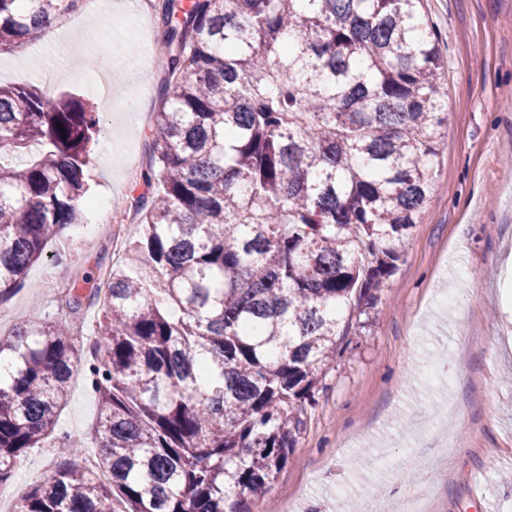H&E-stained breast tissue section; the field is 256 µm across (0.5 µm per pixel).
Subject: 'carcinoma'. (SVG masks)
<instances>
[{"label": "carcinoma", "instance_id": "carcinoma-1", "mask_svg": "<svg viewBox=\"0 0 512 512\" xmlns=\"http://www.w3.org/2000/svg\"><path fill=\"white\" fill-rule=\"evenodd\" d=\"M82 0H0V52ZM423 0H158V110L137 236L67 285L102 302L84 367L92 469L18 512H251L430 200L446 93ZM62 129H57V124ZM98 103L0 85V304L80 220ZM72 321L0 336V485L55 436Z\"/></svg>", "mask_w": 512, "mask_h": 512}]
</instances>
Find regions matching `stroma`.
I'll return each mask as SVG.
<instances>
[{
	"mask_svg": "<svg viewBox=\"0 0 512 512\" xmlns=\"http://www.w3.org/2000/svg\"><path fill=\"white\" fill-rule=\"evenodd\" d=\"M125 0H86L55 44L33 39L0 55V84L69 91L99 102L103 131L89 170L93 206L33 264L0 311L14 325L58 315L62 281L90 269L85 249L111 267L118 255L97 229L104 210L142 192L132 167L146 142L164 77L163 31ZM437 30L447 122L436 149L430 201L396 245L400 259L366 328L340 345L282 471L253 512H336L377 502L393 512L418 487L435 512H512V0H425ZM102 17L103 28L90 17ZM72 255L68 264L53 255ZM98 400L74 374L57 433L80 436L70 462L96 456ZM50 445L29 449L0 512L59 465Z\"/></svg>",
	"mask_w": 512,
	"mask_h": 512,
	"instance_id": "35a3bbf8",
	"label": "stroma"
}]
</instances>
